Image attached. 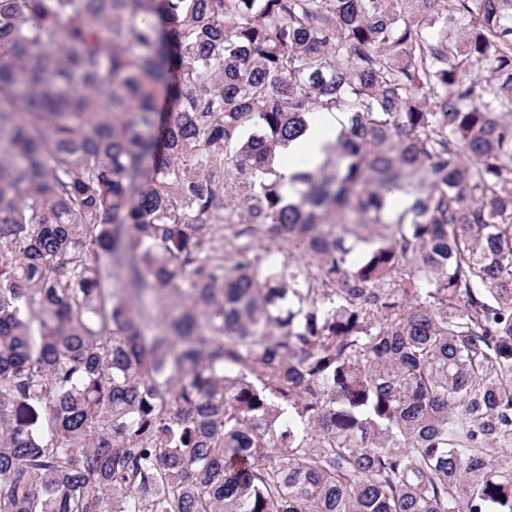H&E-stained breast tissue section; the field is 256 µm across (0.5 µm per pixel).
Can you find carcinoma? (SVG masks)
Segmentation results:
<instances>
[{"mask_svg": "<svg viewBox=\"0 0 512 512\" xmlns=\"http://www.w3.org/2000/svg\"><path fill=\"white\" fill-rule=\"evenodd\" d=\"M511 447L512 0H0V512H512ZM346 122L339 112H319L308 120V127L304 134L280 149L288 155H303L313 167L323 158L327 144L336 138V133ZM288 155L281 158L283 165H288ZM279 166L278 173L283 176L284 182L290 189V177L296 172L294 166Z\"/></svg>", "mask_w": 512, "mask_h": 512, "instance_id": "1", "label": "carcinoma"}]
</instances>
